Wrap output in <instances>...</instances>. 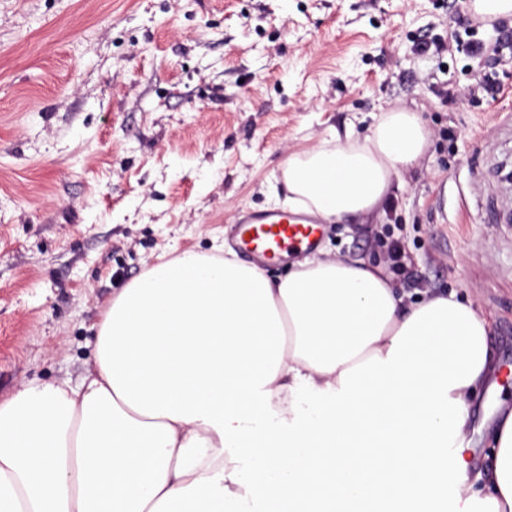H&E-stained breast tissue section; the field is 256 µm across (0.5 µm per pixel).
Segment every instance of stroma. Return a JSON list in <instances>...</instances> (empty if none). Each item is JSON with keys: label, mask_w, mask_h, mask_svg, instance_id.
<instances>
[{"label": "stroma", "mask_w": 512, "mask_h": 512, "mask_svg": "<svg viewBox=\"0 0 512 512\" xmlns=\"http://www.w3.org/2000/svg\"><path fill=\"white\" fill-rule=\"evenodd\" d=\"M468 0H0V399L78 383L92 329L160 255L226 244L286 196L288 155L329 128L421 112L420 164L320 247L375 255L408 292L473 301L512 358V48L417 55L464 36ZM494 72L502 96L458 101Z\"/></svg>", "instance_id": "obj_1"}]
</instances>
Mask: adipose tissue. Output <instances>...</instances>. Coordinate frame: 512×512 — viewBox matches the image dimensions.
<instances>
[{
	"instance_id": "1",
	"label": "adipose tissue",
	"mask_w": 512,
	"mask_h": 512,
	"mask_svg": "<svg viewBox=\"0 0 512 512\" xmlns=\"http://www.w3.org/2000/svg\"><path fill=\"white\" fill-rule=\"evenodd\" d=\"M428 143L402 107L331 131L289 156L285 203L371 214ZM490 334L455 297L409 301L370 257L318 253L273 280L230 249L183 251L113 298L80 385L0 399V512H512V412L488 470L464 459Z\"/></svg>"
}]
</instances>
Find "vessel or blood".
Returning a JSON list of instances; mask_svg holds the SVG:
<instances>
[{
    "label": "vessel or blood",
    "mask_w": 512,
    "mask_h": 512,
    "mask_svg": "<svg viewBox=\"0 0 512 512\" xmlns=\"http://www.w3.org/2000/svg\"><path fill=\"white\" fill-rule=\"evenodd\" d=\"M234 237L238 252L271 262L283 254L312 250L320 237L313 214L288 210L244 211L235 216Z\"/></svg>",
    "instance_id": "b4317fda"
}]
</instances>
